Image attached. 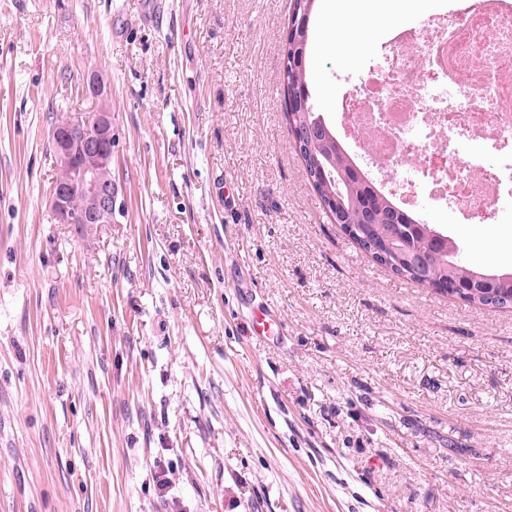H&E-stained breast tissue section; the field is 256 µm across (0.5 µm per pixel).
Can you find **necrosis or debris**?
<instances>
[{
    "label": "necrosis or debris",
    "instance_id": "necrosis-or-debris-1",
    "mask_svg": "<svg viewBox=\"0 0 512 512\" xmlns=\"http://www.w3.org/2000/svg\"><path fill=\"white\" fill-rule=\"evenodd\" d=\"M456 17L394 30L342 101L345 150L397 207L495 221L512 198V0H456Z\"/></svg>",
    "mask_w": 512,
    "mask_h": 512
}]
</instances>
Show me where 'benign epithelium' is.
Returning a JSON list of instances; mask_svg holds the SVG:
<instances>
[{
  "mask_svg": "<svg viewBox=\"0 0 512 512\" xmlns=\"http://www.w3.org/2000/svg\"><path fill=\"white\" fill-rule=\"evenodd\" d=\"M309 30V10L294 11L287 26L286 41L304 47ZM84 94L91 103L89 115L51 130L56 157L73 173L70 182L53 181L49 207L59 224H110L116 214L119 186L105 177L112 165L113 116L107 82L91 71L82 79ZM84 197L82 208L72 206V187Z\"/></svg>",
  "mask_w": 512,
  "mask_h": 512,
  "instance_id": "1",
  "label": "benign epithelium"
}]
</instances>
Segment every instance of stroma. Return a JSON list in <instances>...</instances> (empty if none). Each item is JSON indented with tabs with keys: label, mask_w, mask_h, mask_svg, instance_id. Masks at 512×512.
I'll use <instances>...</instances> for the list:
<instances>
[{
	"label": "stroma",
	"mask_w": 512,
	"mask_h": 512,
	"mask_svg": "<svg viewBox=\"0 0 512 512\" xmlns=\"http://www.w3.org/2000/svg\"><path fill=\"white\" fill-rule=\"evenodd\" d=\"M354 63L317 9L311 82ZM290 0H0V512H512V309L394 275L331 223L282 108ZM111 86L110 224H59L50 131ZM447 227L512 270V199ZM267 310L282 334L252 335ZM172 483L159 489L157 466Z\"/></svg>",
	"instance_id": "obj_1"
}]
</instances>
